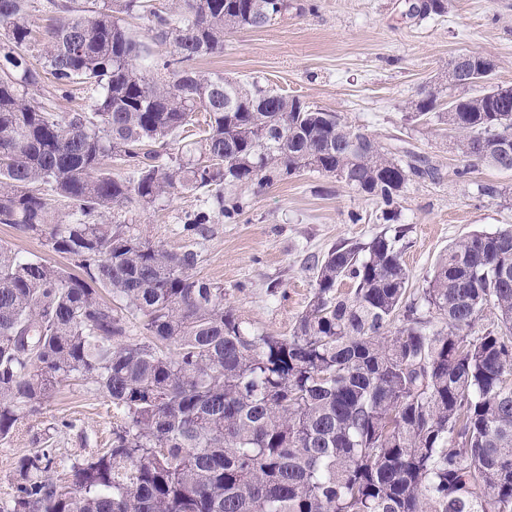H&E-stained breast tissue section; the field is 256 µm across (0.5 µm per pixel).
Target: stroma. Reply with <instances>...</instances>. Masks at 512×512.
I'll list each match as a JSON object with an SVG mask.
<instances>
[{
    "instance_id": "obj_1",
    "label": "stroma",
    "mask_w": 512,
    "mask_h": 512,
    "mask_svg": "<svg viewBox=\"0 0 512 512\" xmlns=\"http://www.w3.org/2000/svg\"><path fill=\"white\" fill-rule=\"evenodd\" d=\"M287 19L224 39L223 53L195 60L197 70L286 91L303 102L339 113L386 145L430 157L439 182L414 183L400 202L398 243L420 288L448 245L467 235L512 226V172L488 165L461 178L454 137L446 124L409 120L408 102L430 83L445 80L454 58L477 52L495 64L497 82L512 85V0H447L442 15L401 16L405 0H293ZM34 103L55 112L89 107L79 88L62 93L46 81L26 89ZM499 188L481 196L482 185ZM234 224H213L197 246V276L219 283L227 302L253 330L275 336L291 331L311 294L310 263L346 241L384 229L375 203L336 178L315 172L289 177L265 194L243 193ZM201 205L198 195L164 197L132 211L133 223L169 249ZM117 413L85 385H62L44 413L58 423L50 442L57 455L74 457L99 448Z\"/></svg>"
}]
</instances>
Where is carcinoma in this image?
<instances>
[{
	"instance_id": "cac0c4a2",
	"label": "carcinoma",
	"mask_w": 512,
	"mask_h": 512,
	"mask_svg": "<svg viewBox=\"0 0 512 512\" xmlns=\"http://www.w3.org/2000/svg\"><path fill=\"white\" fill-rule=\"evenodd\" d=\"M49 4L36 68L29 0H0V224L80 273L0 246V444L23 430L40 443L35 422L64 382L92 386L120 420L86 455L14 457L0 512H512V227L448 246L415 297L403 230L344 242L311 264L291 333H255L194 273L196 240L217 215L238 221L239 191L311 170L371 197L388 224L439 169L336 112L192 67L224 35L285 19L290 0H181L177 17L151 0ZM444 12L421 0L407 16ZM122 14L145 16L172 58L158 62ZM468 65L478 93L425 86L410 118L459 134L458 176L512 171V85L478 53ZM49 77L90 88L89 109L27 101ZM190 126L198 156L169 152ZM183 192L204 200L178 250L122 219Z\"/></svg>"
}]
</instances>
